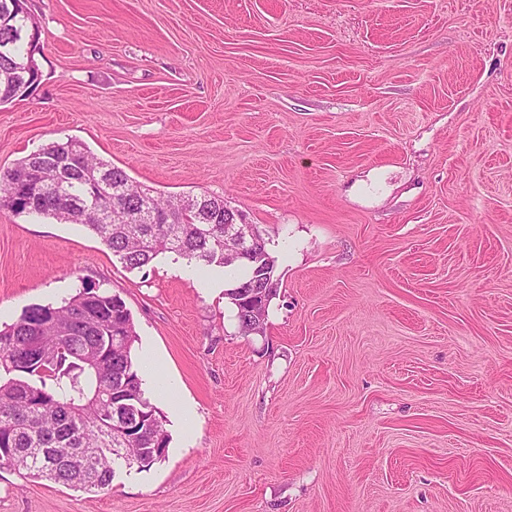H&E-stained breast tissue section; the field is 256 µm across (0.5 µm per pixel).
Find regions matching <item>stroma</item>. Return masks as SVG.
<instances>
[{"mask_svg":"<svg viewBox=\"0 0 512 512\" xmlns=\"http://www.w3.org/2000/svg\"><path fill=\"white\" fill-rule=\"evenodd\" d=\"M28 7L42 77L0 104V171L75 139L154 194L223 197L278 286L246 336L223 268L131 271L0 208V327L119 296L170 436L98 494L0 466V512H512V0Z\"/></svg>","mask_w":512,"mask_h":512,"instance_id":"obj_1","label":"stroma"}]
</instances>
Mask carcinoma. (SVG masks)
<instances>
[{"mask_svg":"<svg viewBox=\"0 0 512 512\" xmlns=\"http://www.w3.org/2000/svg\"><path fill=\"white\" fill-rule=\"evenodd\" d=\"M23 25L15 14L0 25V47L11 55L30 44L11 36ZM8 56L0 55V104L24 94L4 78ZM138 188L121 168L92 155L83 143L51 142L0 172V208L24 211L34 197L38 214L79 224L120 257L140 269L180 244L199 266L229 267L224 260V225L168 223L176 199L155 197L156 224H130L137 198L119 197L125 213L115 224H99L80 207L113 205V188ZM248 275L227 290L245 333L262 328L266 308L240 307L238 292L256 280ZM137 339L124 301L92 285L60 306L33 305L20 320L0 329V461L35 479L97 493L112 486L122 465L148 469L165 458L169 435L157 408L145 397L132 355ZM130 414L133 428L121 430L116 412Z\"/></svg>","mask_w":512,"mask_h":512,"instance_id":"cac0c4a2","label":"carcinoma"}]
</instances>
